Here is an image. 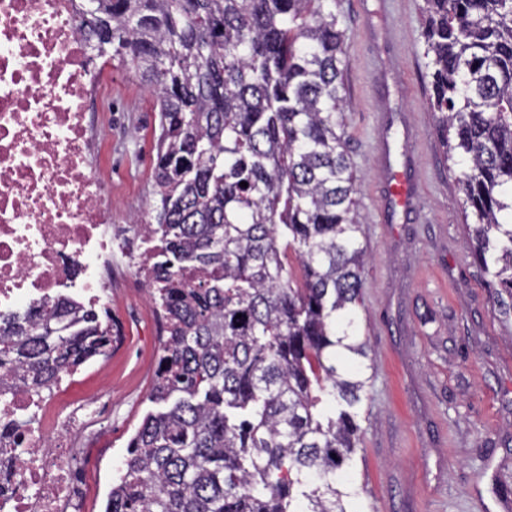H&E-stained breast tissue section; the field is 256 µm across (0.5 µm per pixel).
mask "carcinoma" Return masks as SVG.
I'll list each match as a JSON object with an SVG mask.
<instances>
[{
	"label": "carcinoma",
	"instance_id": "obj_1",
	"mask_svg": "<svg viewBox=\"0 0 512 512\" xmlns=\"http://www.w3.org/2000/svg\"><path fill=\"white\" fill-rule=\"evenodd\" d=\"M80 31L89 60L118 58L152 89L161 127L146 230L164 257L149 283L165 409L129 440L106 512H361L365 252L336 132V0H84ZM424 37L444 159L509 318L512 0H426ZM111 344L67 301L0 325V370L37 401Z\"/></svg>",
	"mask_w": 512,
	"mask_h": 512
}]
</instances>
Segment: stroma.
<instances>
[{
    "mask_svg": "<svg viewBox=\"0 0 512 512\" xmlns=\"http://www.w3.org/2000/svg\"><path fill=\"white\" fill-rule=\"evenodd\" d=\"M337 0L350 66L342 126L364 217L358 333L371 342L360 407L354 477L374 512H512V320L474 259L456 174L444 161L423 56L424 0ZM109 138L97 171L112 189V221L152 219L156 101L118 61L95 90ZM385 137L391 164L414 160L419 215L386 209L374 147ZM158 304L125 267L112 270V334L63 382L62 402L107 396L112 417L88 438L78 462L82 512H104L114 464L144 416L161 355Z\"/></svg>",
    "mask_w": 512,
    "mask_h": 512,
    "instance_id": "stroma-1",
    "label": "stroma"
}]
</instances>
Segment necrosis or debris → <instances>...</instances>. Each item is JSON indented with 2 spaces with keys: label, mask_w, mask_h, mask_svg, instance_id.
<instances>
[{
  "label": "necrosis or debris",
  "mask_w": 512,
  "mask_h": 512,
  "mask_svg": "<svg viewBox=\"0 0 512 512\" xmlns=\"http://www.w3.org/2000/svg\"><path fill=\"white\" fill-rule=\"evenodd\" d=\"M78 0H0V321L84 300L112 307V255L135 282L148 257L125 249L112 193L94 173L106 138L86 108L93 76ZM24 387L0 395V512H79L75 441L111 413L88 397L44 396V424L23 425Z\"/></svg>",
  "instance_id": "necrosis-or-debris-1"
}]
</instances>
